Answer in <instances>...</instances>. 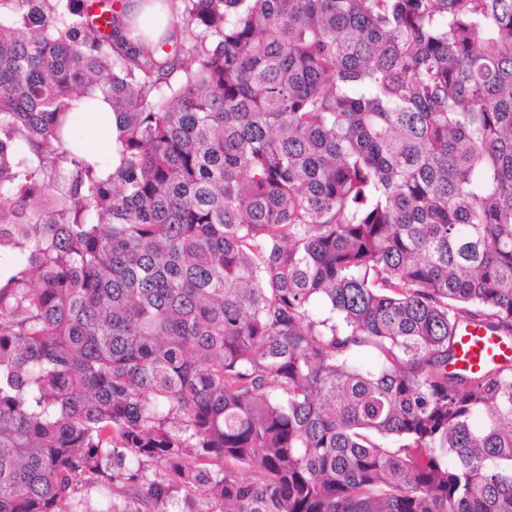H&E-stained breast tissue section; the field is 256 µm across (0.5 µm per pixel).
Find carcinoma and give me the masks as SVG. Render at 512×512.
Returning a JSON list of instances; mask_svg holds the SVG:
<instances>
[{
    "instance_id": "carcinoma-1",
    "label": "carcinoma",
    "mask_w": 512,
    "mask_h": 512,
    "mask_svg": "<svg viewBox=\"0 0 512 512\" xmlns=\"http://www.w3.org/2000/svg\"><path fill=\"white\" fill-rule=\"evenodd\" d=\"M126 2L0 0V512H512V0ZM95 111L84 112L87 114L90 126L88 142L82 140L84 148H88L99 154L112 153L114 164V144L117 135V120L111 106L99 96ZM90 152V151H89ZM491 336L482 328L468 327L461 335L454 368L476 372L483 365L512 355V348Z\"/></svg>"
}]
</instances>
